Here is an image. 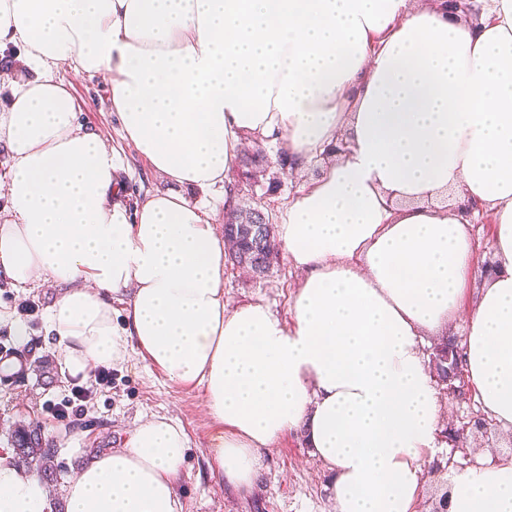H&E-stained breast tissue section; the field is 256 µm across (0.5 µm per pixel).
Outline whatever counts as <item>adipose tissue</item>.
Returning a JSON list of instances; mask_svg holds the SVG:
<instances>
[{"instance_id": "obj_1", "label": "adipose tissue", "mask_w": 512, "mask_h": 512, "mask_svg": "<svg viewBox=\"0 0 512 512\" xmlns=\"http://www.w3.org/2000/svg\"><path fill=\"white\" fill-rule=\"evenodd\" d=\"M0 0L9 166L0 276L60 287L49 312L70 375L138 353L203 386L221 425L214 482L254 485L299 433L331 472L335 512H416L442 426L422 346L494 270L463 365L479 407L512 428V0ZM102 75L123 139L170 190L120 199L118 153L80 122L62 67ZM320 176L280 214L304 271L281 320L224 299V241L187 190L238 198L244 137ZM126 300L122 319L112 296ZM183 426L151 417L67 487L66 512H181ZM0 512H45L35 475L0 463ZM448 512H512V455L459 474ZM473 234L475 238L479 239L481 241V247L479 252L481 253V258L479 261H481V264L479 266L480 273L477 274L476 279L471 284L470 288H480L482 284V273L484 271L488 272L491 269H483L481 267L482 264H484L485 261H490V253H491V259L493 261V255H492V248H491V242H490V227L489 225L485 224H473Z\"/></svg>"}]
</instances>
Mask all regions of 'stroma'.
Returning <instances> with one entry per match:
<instances>
[{
    "label": "stroma",
    "mask_w": 512,
    "mask_h": 512,
    "mask_svg": "<svg viewBox=\"0 0 512 512\" xmlns=\"http://www.w3.org/2000/svg\"><path fill=\"white\" fill-rule=\"evenodd\" d=\"M61 74L72 84L81 122L94 128L118 151L125 201L131 203L145 194L167 190L168 182L122 140L120 118L107 105V82L99 77L73 75L66 67ZM302 277V272L283 258L267 276L257 280L228 263L224 266V295L232 303L264 301L286 320ZM59 294V288L50 282L23 290L0 279V308L14 312L17 322L26 329L25 335L19 336L14 324L1 323L0 345L32 350L48 366L47 371L30 369L18 378L0 382V457L12 454L8 430L16 424L34 421L44 431L62 436L57 479L44 486L51 512H64L67 486L81 468L87 448L123 447L138 420L145 416L173 419L189 436L190 450L178 484L183 512H335L326 466L293 432L262 453L261 477L252 487L234 489L214 484L210 461L217 424L207 410L203 387L173 382L136 354L113 368L111 386L94 389L85 411L77 416V425L48 417L47 404L60 401L73 385L59 363L48 332L49 309ZM463 462L462 453L454 452L450 440L439 439L417 512H433Z\"/></svg>",
    "instance_id": "1"
}]
</instances>
